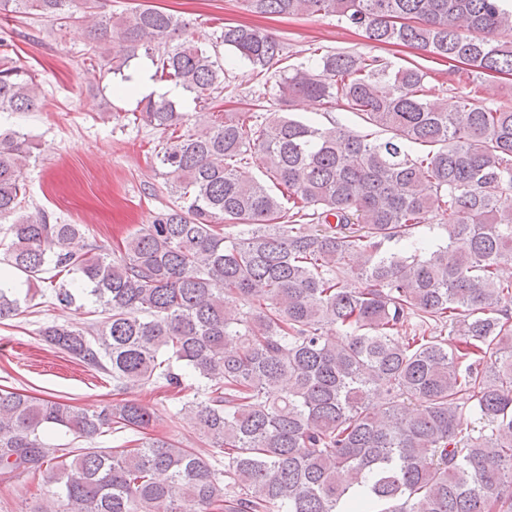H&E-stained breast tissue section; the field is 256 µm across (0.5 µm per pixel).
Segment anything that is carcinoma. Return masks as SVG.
<instances>
[{"label": "carcinoma", "mask_w": 512, "mask_h": 512, "mask_svg": "<svg viewBox=\"0 0 512 512\" xmlns=\"http://www.w3.org/2000/svg\"><path fill=\"white\" fill-rule=\"evenodd\" d=\"M244 2L512 75L507 0ZM84 4L0 0V11L85 27L101 71L122 74L142 50L196 101L223 91V65L184 37L183 20ZM220 38L260 74L284 55L251 25L226 24ZM0 47V112L37 110L36 77ZM428 77L354 51L276 74L280 102L354 112L384 139L255 112L179 133L176 103L149 101L142 119L166 135L155 158L175 201L123 254L75 250L81 225L40 209L6 228L0 263L28 290L52 270L77 273L102 315L85 330L45 326L42 341L119 391L191 389L178 415L213 449L152 436L100 448L152 414L0 389V481L51 471L30 512H512V280L498 275L512 261V106L460 92L450 109L428 98ZM414 144L429 151L414 156ZM37 149L0 133V217L21 209ZM255 160L268 182L239 177ZM421 224L438 225L439 242L416 238ZM22 303L0 287L1 320ZM185 372L196 385L183 386ZM50 427L82 446L48 444Z\"/></svg>", "instance_id": "carcinoma-1"}]
</instances>
